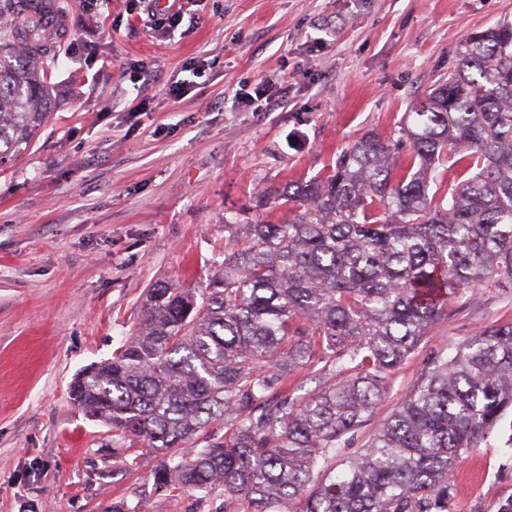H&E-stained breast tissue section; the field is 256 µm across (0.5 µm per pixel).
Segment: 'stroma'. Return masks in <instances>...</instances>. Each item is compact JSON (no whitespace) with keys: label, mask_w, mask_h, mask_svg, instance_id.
Returning a JSON list of instances; mask_svg holds the SVG:
<instances>
[{"label":"stroma","mask_w":512,"mask_h":512,"mask_svg":"<svg viewBox=\"0 0 512 512\" xmlns=\"http://www.w3.org/2000/svg\"><path fill=\"white\" fill-rule=\"evenodd\" d=\"M161 33L139 0L72 4L56 104L0 167V512H224L222 496L152 492L156 449L69 398L111 359L158 281L206 287L224 218L261 189L328 171L393 134L447 80L460 42L512 22V0H180ZM283 107L238 97L260 78ZM512 320V293L462 298L390 377L386 417L428 358ZM451 512L512 499V413L464 454Z\"/></svg>","instance_id":"1"}]
</instances>
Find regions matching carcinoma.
Returning <instances> with one entry per match:
<instances>
[{
	"label": "carcinoma",
	"mask_w": 512,
	"mask_h": 512,
	"mask_svg": "<svg viewBox=\"0 0 512 512\" xmlns=\"http://www.w3.org/2000/svg\"><path fill=\"white\" fill-rule=\"evenodd\" d=\"M8 7L0 163L50 113L44 21L69 0ZM456 56L397 136L366 132L329 172L260 192L263 216L224 218L208 287L154 285L127 342L74 381L91 417L163 451L154 484L219 489L224 512H450L462 455L512 410V321L434 354L368 443L331 462L437 320L512 282V24ZM451 168L460 178L439 180ZM304 367L317 385L300 395L288 380Z\"/></svg>",
	"instance_id": "cac0c4a2"
}]
</instances>
